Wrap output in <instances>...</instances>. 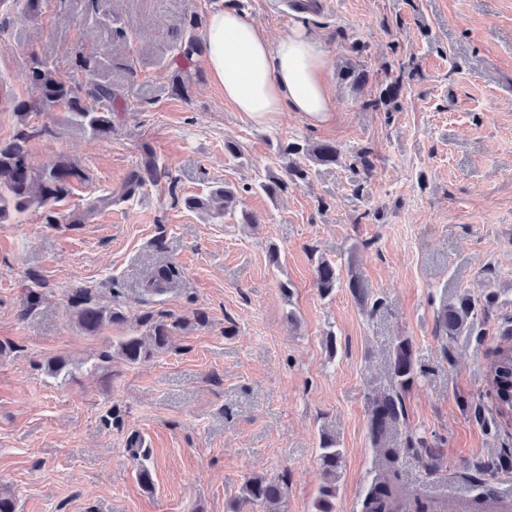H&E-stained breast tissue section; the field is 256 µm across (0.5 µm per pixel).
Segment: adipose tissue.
Masks as SVG:
<instances>
[{"instance_id":"obj_1","label":"adipose tissue","mask_w":512,"mask_h":512,"mask_svg":"<svg viewBox=\"0 0 512 512\" xmlns=\"http://www.w3.org/2000/svg\"><path fill=\"white\" fill-rule=\"evenodd\" d=\"M207 64L224 99L256 125L278 112L323 122L332 112L328 61L316 33L293 29L278 41L232 7L213 10L204 30Z\"/></svg>"}]
</instances>
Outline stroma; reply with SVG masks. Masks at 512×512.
<instances>
[{
    "instance_id": "1",
    "label": "stroma",
    "mask_w": 512,
    "mask_h": 512,
    "mask_svg": "<svg viewBox=\"0 0 512 512\" xmlns=\"http://www.w3.org/2000/svg\"><path fill=\"white\" fill-rule=\"evenodd\" d=\"M226 6L273 40L297 25L320 34L329 121L285 111L258 127L225 102L206 57L179 72L184 23ZM81 52L98 56V79L119 95L112 138L67 127L61 105L31 113L33 164L67 159L87 179L56 204L58 223L35 208L0 223V494L18 512H227L260 474L284 480L279 512H314L326 432L343 451L335 512H362L381 473L372 403L397 388L392 350L406 339L418 375L388 431L403 492L444 512L486 493L512 512V469L475 474L512 448L487 395V364L512 328V0H317L306 13L285 0H43L36 19L2 10L0 86L13 95L0 97V140L18 126L15 99L31 94L32 57L66 77ZM356 65L368 84L347 78ZM179 73L184 97L172 92ZM394 78L400 97L379 102ZM292 138L336 144L340 160L273 201L255 180L280 174L276 146ZM228 139L241 158L225 155ZM145 146L170 180L97 207ZM363 150L368 175L351 164ZM218 184L235 189L237 214L184 206ZM85 210L90 219L69 225ZM322 259L341 281L327 297L315 286ZM161 264L178 275L147 293ZM32 271L48 287L25 316ZM354 277L363 295L349 289ZM77 284L118 303L122 321L82 333L67 299ZM490 292L496 303L471 329L442 335L443 303ZM178 317L188 323L167 349L135 363L114 355L123 337L146 335L147 319ZM59 356L72 378L46 374ZM135 434L151 452L149 492L127 452ZM411 438L438 449L434 467L408 452Z\"/></svg>"
}]
</instances>
